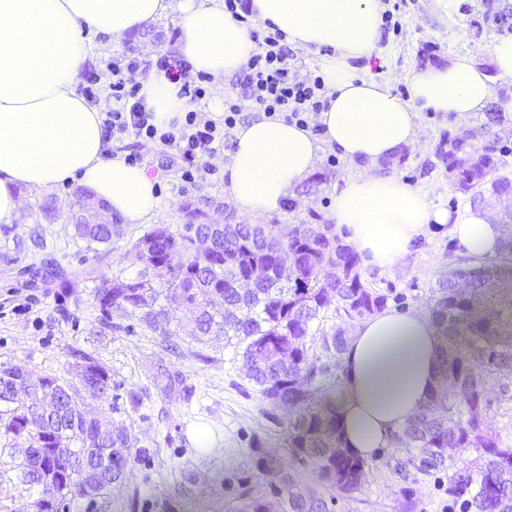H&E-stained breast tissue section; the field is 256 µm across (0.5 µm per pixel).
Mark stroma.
I'll list each match as a JSON object with an SVG mask.
<instances>
[{"instance_id": "35a3bbf8", "label": "stroma", "mask_w": 512, "mask_h": 512, "mask_svg": "<svg viewBox=\"0 0 512 512\" xmlns=\"http://www.w3.org/2000/svg\"><path fill=\"white\" fill-rule=\"evenodd\" d=\"M482 11L483 0H405L400 32L381 35L371 58L351 60L352 71L386 83L393 95L404 100L409 96L408 75L424 66V54H432L442 65L457 55L470 56L479 64L489 62L491 45L501 33L492 23L479 33L471 29L470 19ZM179 36L170 16L143 25L137 35L119 43L96 35L86 66L100 70L104 59L129 53L176 54ZM487 121L484 112L463 121L454 114L418 110L416 143L405 147L402 155L381 162L378 169L425 193L434 207L452 210L471 205V195L452 188L438 149L443 140L477 130ZM109 148L137 157L141 166L157 176L161 198L157 224L184 223L182 204L203 198L217 203L209 211L210 222L221 224L230 218L251 223V216L239 213L224 190L222 169L230 160L232 143H225L213 157L216 175L191 183L182 179L174 153L156 143L117 136L110 139ZM315 172L323 176L322 184L307 191L295 186L287 206L261 216V224L276 225L285 233L297 224L331 223L333 191L358 169L344 159L335 166L322 159ZM75 191L69 184L48 194L24 193L18 219L9 234L0 233V250L17 258L10 266L0 263V367L21 363L37 374L66 378L71 372V352L80 349L93 354L108 370L114 385L111 405L93 401L88 409L106 415L115 426L129 427L136 437L138 454L128 483L140 489L133 509L127 505L125 489L114 490L111 512H239L244 492L268 489L251 453L257 442L282 456L286 469L299 474L305 491L324 493L326 487L313 466L288 453L287 413L268 417L267 403L223 337L198 343L181 309L172 310L175 334L166 339L140 328L128 334L99 333L90 308L95 281L127 267L128 244L146 227L124 225L122 237L111 245L87 250L66 221ZM47 200L55 208L51 221L39 210ZM35 235L46 241L47 250L32 247L30 239ZM50 252L66 271L70 283L66 292L52 284L27 287L18 275L21 268L40 267ZM474 265L449 238L447 226L432 224L400 266L384 270L364 263L360 272L369 287L387 295L388 308L427 312L438 296L440 281ZM26 298L34 303L31 312L16 311V304ZM164 368L180 374L182 389L163 392L160 371ZM131 392L139 395L138 406L129 405ZM200 430L210 438L204 451L195 442ZM27 445L22 437H0V512H32L42 494L40 486L20 484L13 469L10 448ZM413 454V449L405 447L380 449L368 460L361 487L337 496L331 512H460L447 493L449 470L474 466L477 452L460 453L452 467L427 472L408 466Z\"/></svg>"}]
</instances>
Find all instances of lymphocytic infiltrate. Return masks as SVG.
<instances>
[{"label": "lymphocytic infiltrate", "mask_w": 512, "mask_h": 512, "mask_svg": "<svg viewBox=\"0 0 512 512\" xmlns=\"http://www.w3.org/2000/svg\"><path fill=\"white\" fill-rule=\"evenodd\" d=\"M224 11L251 28L255 50L224 96L223 121L212 120L194 110V103L206 95L209 78L194 71L183 56L164 53L147 61L127 55L106 64L112 80L107 107L102 112L105 136L149 140L173 150L186 181L212 174L211 160L241 121L245 108L306 128L325 106L322 76L298 75L286 36L275 26L254 30L250 0H224ZM150 67L167 80L180 83L182 94L191 103L183 121L165 131L158 129L152 110L139 95L137 75Z\"/></svg>", "instance_id": "1"}]
</instances>
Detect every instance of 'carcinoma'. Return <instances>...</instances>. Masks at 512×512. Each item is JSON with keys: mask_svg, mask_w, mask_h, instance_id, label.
Listing matches in <instances>:
<instances>
[{"mask_svg": "<svg viewBox=\"0 0 512 512\" xmlns=\"http://www.w3.org/2000/svg\"><path fill=\"white\" fill-rule=\"evenodd\" d=\"M512 26L509 0H484L482 23ZM508 134L499 116L481 128V151L473 154L457 140L448 142L442 162L461 193L491 186L492 195L512 192V179L499 174L501 158L495 143ZM210 200L191 209L180 228L158 226L130 243L126 258L140 266L133 277L120 270L102 276L93 290L95 321L103 332H131L133 327L112 321V312H130L139 324L167 338L174 334L167 307L184 308L197 340L224 333L235 341L248 380L271 409H288L289 454L309 462L325 486L348 494L357 490L365 461L342 446L336 407V374L323 358L310 352L308 340L321 336L326 357L341 361L348 336L341 327L324 326L329 310L364 319L387 304V296L362 281L356 254L331 234L328 224H297L288 239L275 227L262 224H208ZM505 233L498 258L479 270H457L440 285L431 308L446 340L438 377L448 375V387L436 383L425 403L395 434L393 444L418 450L410 464L427 471L443 464L448 449L480 451L475 469H458L448 477V495L461 500L460 512H512V448H503L485 430L494 392H508L500 377L512 374V214L499 217ZM76 236L95 249L121 233L118 224H74ZM206 238L212 250L200 253L196 240ZM163 264L168 279L157 284L150 271ZM253 265L272 270L251 288H236L234 280ZM57 282L67 287L56 261L31 271V285ZM86 393L105 404L112 379L91 354L72 352ZM40 397L26 403L14 399L16 388ZM80 390L73 380L38 375L23 364L0 367V433L24 436L27 448L15 449L20 479L36 485L53 466L50 449H70V471L57 480L64 507L87 498L109 507L112 490L126 482L134 462L137 440L127 429L107 425L84 413ZM105 469L112 480L100 482L95 493L85 491L82 458ZM257 468L271 494H255L245 512H330L335 497L325 499L300 489L297 476L280 457L267 458L252 448Z\"/></svg>", "mask_w": 512, "mask_h": 512, "instance_id": "obj_1", "label": "carcinoma"}]
</instances>
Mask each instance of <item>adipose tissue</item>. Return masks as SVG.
Masks as SVG:
<instances>
[{
  "mask_svg": "<svg viewBox=\"0 0 512 512\" xmlns=\"http://www.w3.org/2000/svg\"><path fill=\"white\" fill-rule=\"evenodd\" d=\"M251 11L289 43L329 49L334 57L325 76L326 106L316 118L321 134L270 118L236 128L224 187L241 213L279 212L328 146L362 167L336 189L332 216L370 265L399 264L430 224L447 226L469 258L497 256L502 227L487 209L433 207L425 194L377 166L415 142V107L465 119L493 101L511 113L512 97L496 99L487 74L467 56L414 69L405 101L375 78L352 74L350 60L370 57L380 39V0H251ZM169 14L182 54L215 82L239 71L254 49L249 31L220 0H0L1 224L17 219L22 190L50 192L69 183L107 202L125 223L158 215L156 177L123 155L108 156L101 113L77 84L89 34L117 43ZM139 82L158 128L181 119L189 104L178 84L154 73ZM444 348L440 329L419 311L385 309L360 323L332 397L348 451L368 459L391 444L434 387Z\"/></svg>",
  "mask_w": 512,
  "mask_h": 512,
  "instance_id": "adipose-tissue-1",
  "label": "adipose tissue"
}]
</instances>
